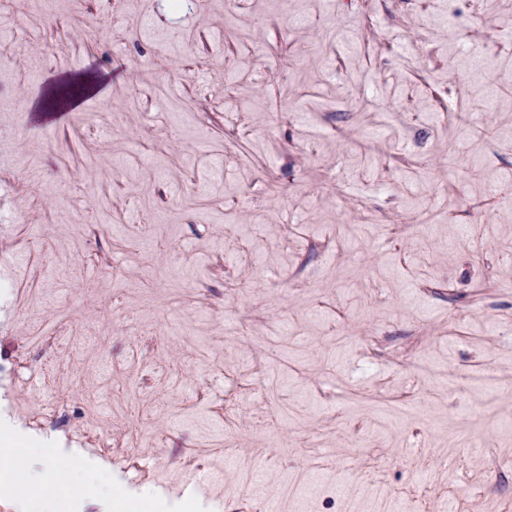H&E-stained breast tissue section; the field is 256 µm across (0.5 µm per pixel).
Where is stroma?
<instances>
[{"label": "stroma", "mask_w": 512, "mask_h": 512, "mask_svg": "<svg viewBox=\"0 0 512 512\" xmlns=\"http://www.w3.org/2000/svg\"><path fill=\"white\" fill-rule=\"evenodd\" d=\"M13 34L0 512H512V0Z\"/></svg>", "instance_id": "35a3bbf8"}]
</instances>
